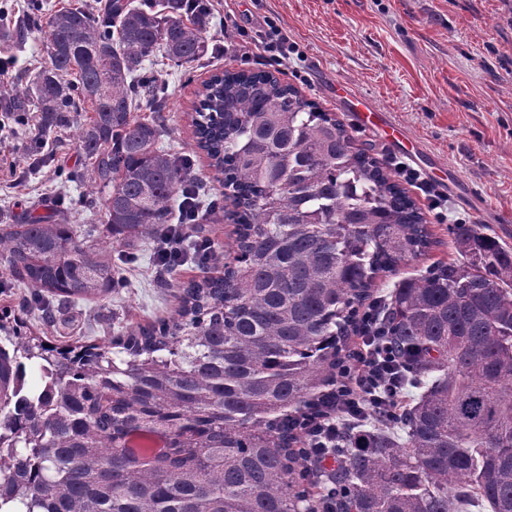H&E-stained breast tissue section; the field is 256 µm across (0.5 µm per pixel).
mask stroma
Here are the masks:
<instances>
[{
	"label": "stroma",
	"instance_id": "stroma-1",
	"mask_svg": "<svg viewBox=\"0 0 512 512\" xmlns=\"http://www.w3.org/2000/svg\"><path fill=\"white\" fill-rule=\"evenodd\" d=\"M30 10V0H0V60H6L9 73L1 93L48 63L37 39L16 37ZM204 25L212 50L197 66L176 68L160 58L152 68L168 87L165 119L172 134L165 143L174 152L191 154L201 198L221 197L222 188L206 156L194 147L197 91L227 68L265 70L344 122L349 116L331 85L352 88L390 111L428 150L425 167L432 177L409 183L404 173L415 170L413 161L394 153L377 133L350 131L356 147L384 163L393 180L405 182L433 241L425 256L401 265L397 274L378 277L376 291L387 292L397 277L436 262H465L448 227L485 224L471 205L475 199L500 218L485 224L487 233L512 249V0H225ZM270 25L287 33L288 59L253 49L258 32ZM27 117L23 124L0 122V144L12 148L20 163L16 175L0 172V216L17 224L28 214L59 207L69 223L107 241L99 198L73 129L50 134L35 152L31 122L37 114ZM400 162L405 171L397 170ZM441 177L454 180L457 191L430 196L429 187ZM183 231L193 240L207 238L213 253L205 263L188 256L175 272L177 280L219 275L235 236L228 212L204 211L197 226ZM154 248L146 241L112 249L124 287L101 300L76 301L52 323L34 310L30 289L17 285L0 255V311L22 318L28 332L57 347L110 343L123 331L174 316L181 305L179 290L160 283Z\"/></svg>",
	"mask_w": 512,
	"mask_h": 512
}]
</instances>
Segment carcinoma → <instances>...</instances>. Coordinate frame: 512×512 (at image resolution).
Listing matches in <instances>:
<instances>
[{
  "mask_svg": "<svg viewBox=\"0 0 512 512\" xmlns=\"http://www.w3.org/2000/svg\"><path fill=\"white\" fill-rule=\"evenodd\" d=\"M33 10L18 36L37 34L49 65L0 95V112L23 121L36 105L37 139L75 127L112 242L164 241L191 164L162 146L167 88L146 61L200 60L203 17L186 0ZM142 105L151 119L134 116ZM197 114V147L236 207L234 262L170 281L179 318L131 330L122 357L53 347L0 314V512H512V250L451 224L468 262L374 294L432 241L342 121L262 70L212 75ZM0 253L63 307L119 282L63 214L6 226ZM368 301L411 399L390 421L361 414L328 449L336 463L313 469L298 435Z\"/></svg>",
  "mask_w": 512,
  "mask_h": 512,
  "instance_id": "cac0c4a2",
  "label": "carcinoma"
}]
</instances>
